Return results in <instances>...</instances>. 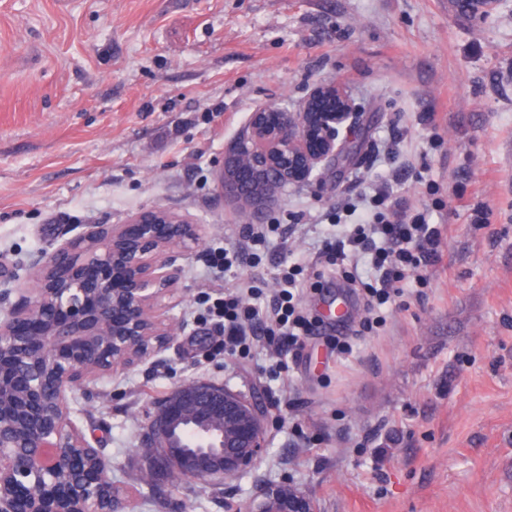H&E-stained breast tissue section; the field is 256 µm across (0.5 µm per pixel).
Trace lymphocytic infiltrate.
Here are the masks:
<instances>
[{
  "label": "lymphocytic infiltrate",
  "mask_w": 512,
  "mask_h": 512,
  "mask_svg": "<svg viewBox=\"0 0 512 512\" xmlns=\"http://www.w3.org/2000/svg\"><path fill=\"white\" fill-rule=\"evenodd\" d=\"M347 208L359 212V223L337 225L312 260L293 258L283 263L273 291L244 279L236 290L225 291L214 301L210 312L223 319L230 347L257 343L266 359L279 367L298 358L303 336L317 327L294 303L306 286L303 273L307 270L318 280L328 273L363 288L366 314L358 329L362 336L372 333L383 323L385 313L397 306L406 293L405 283H427L441 261L445 225L428 223L420 212L410 217L399 215L384 188L362 197L359 203H348ZM276 230L273 224L245 225L233 251L212 253L211 267L229 272L243 254L264 247Z\"/></svg>",
  "instance_id": "1"
}]
</instances>
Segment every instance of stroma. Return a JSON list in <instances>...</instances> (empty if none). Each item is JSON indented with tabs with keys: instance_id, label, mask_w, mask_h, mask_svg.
<instances>
[{
	"instance_id": "obj_1",
	"label": "stroma",
	"mask_w": 512,
	"mask_h": 512,
	"mask_svg": "<svg viewBox=\"0 0 512 512\" xmlns=\"http://www.w3.org/2000/svg\"><path fill=\"white\" fill-rule=\"evenodd\" d=\"M321 83L361 114L362 157L293 186L264 216L247 267L271 288L284 256L310 257L381 136L396 131L392 198L449 225L441 268L376 333L337 358L346 325L324 288L320 325L267 396L266 362L224 354L210 271L252 218L215 185L224 146L262 104L297 109ZM165 208L205 225L182 260L175 341L74 390L71 418L136 512H234L282 482L317 512H512V0L487 20L454 0H0V310L32 295L34 266L85 224ZM220 384L265 416V449L230 479H153L145 431L184 381Z\"/></svg>"
}]
</instances>
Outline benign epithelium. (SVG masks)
<instances>
[{
	"label": "benign epithelium",
	"mask_w": 512,
	"mask_h": 512,
	"mask_svg": "<svg viewBox=\"0 0 512 512\" xmlns=\"http://www.w3.org/2000/svg\"><path fill=\"white\" fill-rule=\"evenodd\" d=\"M358 113L336 84L316 85L299 109L268 105L250 115L247 131L224 147L216 174L224 199L255 216L278 194L246 196L239 173L276 166L286 188L310 179L318 165L339 171L359 156ZM203 226L161 208L124 224H86L37 264L35 300L0 313V428L21 437L0 441V512H117L111 466L82 439L68 393L116 367H130L173 341L161 317L177 292L178 260L201 240ZM150 449L163 472L184 478L231 477L262 454L264 413L221 386L187 380L147 425ZM90 457V472L60 474L68 455ZM316 512L291 484L264 488L244 512Z\"/></svg>",
	"instance_id": "1"
}]
</instances>
